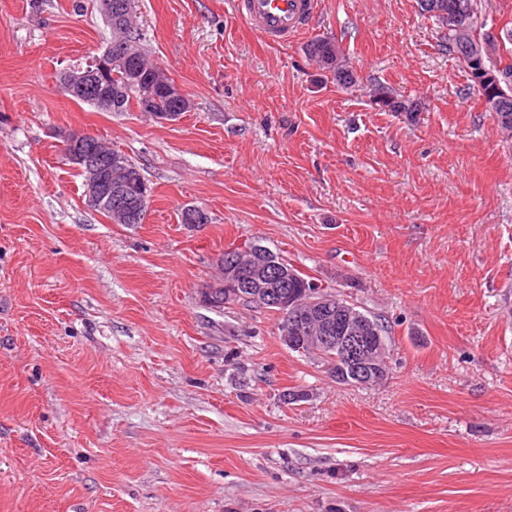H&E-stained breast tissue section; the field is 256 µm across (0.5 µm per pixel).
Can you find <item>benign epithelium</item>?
Segmentation results:
<instances>
[{
    "instance_id": "obj_1",
    "label": "benign epithelium",
    "mask_w": 512,
    "mask_h": 512,
    "mask_svg": "<svg viewBox=\"0 0 512 512\" xmlns=\"http://www.w3.org/2000/svg\"><path fill=\"white\" fill-rule=\"evenodd\" d=\"M127 59L125 45L119 41L111 43L100 55L88 59L86 67L66 70L61 79L66 92L81 101L88 100L100 108L112 109V92L109 78L112 68ZM488 86L489 93L483 98L486 109L495 112L499 97L512 95V84L492 73L478 77ZM83 135L68 133L61 135V151L70 166L84 174V195L86 204L96 209L112 205V170L122 166L121 157L102 148L90 152L81 148ZM264 262L250 259L247 262L232 261L221 269L219 287L224 297L203 298L207 305L230 306L248 300L262 308L272 299L264 293L246 294L244 289L258 274ZM332 292L312 281L304 286L299 297L277 301L283 316L287 318L290 331L298 335L283 334L282 340L289 349L310 353L319 347L329 345L340 354L341 364L337 383L350 386H366L386 371L381 363L383 350L376 348L381 336H371L373 328L360 324L354 314L341 307L333 306Z\"/></svg>"
}]
</instances>
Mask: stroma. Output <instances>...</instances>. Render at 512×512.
<instances>
[{"mask_svg": "<svg viewBox=\"0 0 512 512\" xmlns=\"http://www.w3.org/2000/svg\"><path fill=\"white\" fill-rule=\"evenodd\" d=\"M131 8L192 102L176 121L62 93L112 40L95 0H0V512H512V136L432 21L317 0L271 46L235 0ZM373 82L424 110L380 111ZM62 131L139 167L143 223L86 205ZM251 243L381 320L382 381L336 383L280 313L202 303ZM305 51L310 61L315 62L319 69L332 75L336 85L348 90L358 85L359 77L343 57L340 46L326 38H313L308 41Z\"/></svg>", "mask_w": 512, "mask_h": 512, "instance_id": "1", "label": "stroma"}]
</instances>
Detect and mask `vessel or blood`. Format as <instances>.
I'll return each instance as SVG.
<instances>
[{
	"label": "vessel or blood",
	"instance_id": "obj_1",
	"mask_svg": "<svg viewBox=\"0 0 512 512\" xmlns=\"http://www.w3.org/2000/svg\"><path fill=\"white\" fill-rule=\"evenodd\" d=\"M236 8L264 41L284 44L304 28L315 0H237Z\"/></svg>",
	"mask_w": 512,
	"mask_h": 512
}]
</instances>
